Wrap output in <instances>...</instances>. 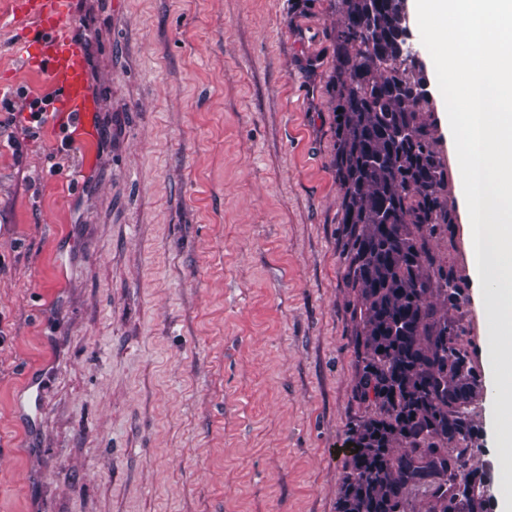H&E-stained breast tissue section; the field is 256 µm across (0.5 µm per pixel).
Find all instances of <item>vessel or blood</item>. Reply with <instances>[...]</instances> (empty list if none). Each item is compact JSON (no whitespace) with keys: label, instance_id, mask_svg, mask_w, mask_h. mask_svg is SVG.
<instances>
[{"label":"vessel or blood","instance_id":"vessel-or-blood-1","mask_svg":"<svg viewBox=\"0 0 512 512\" xmlns=\"http://www.w3.org/2000/svg\"><path fill=\"white\" fill-rule=\"evenodd\" d=\"M80 19L77 0H27L20 17L21 23L39 34L33 59L46 80L60 89V109L72 113L79 130L85 132L94 112L101 109V94ZM42 390V379L31 380L17 404L18 415L32 426L42 413Z\"/></svg>","mask_w":512,"mask_h":512}]
</instances>
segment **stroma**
Returning a JSON list of instances; mask_svg holds the SVG:
<instances>
[{
  "mask_svg": "<svg viewBox=\"0 0 512 512\" xmlns=\"http://www.w3.org/2000/svg\"><path fill=\"white\" fill-rule=\"evenodd\" d=\"M0 0V97L55 93ZM95 134L0 110V512H336L355 390L328 94L334 0H79ZM508 473L462 215L428 236ZM45 379L30 428L15 402Z\"/></svg>",
  "mask_w": 512,
  "mask_h": 512,
  "instance_id": "35a3bbf8",
  "label": "stroma"
}]
</instances>
